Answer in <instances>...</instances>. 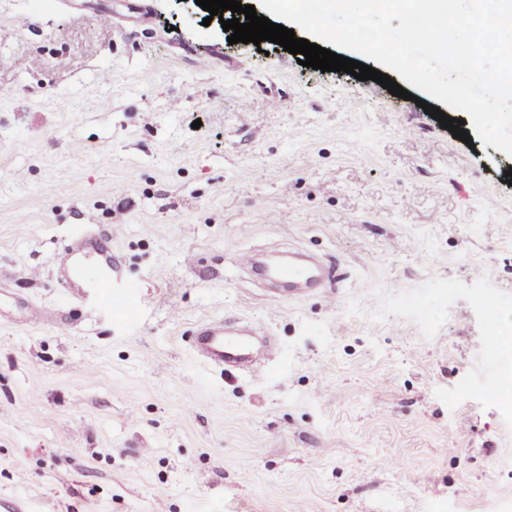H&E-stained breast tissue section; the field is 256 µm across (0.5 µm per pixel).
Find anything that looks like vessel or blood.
Wrapping results in <instances>:
<instances>
[{"label": "vessel or blood", "instance_id": "b4317fda", "mask_svg": "<svg viewBox=\"0 0 512 512\" xmlns=\"http://www.w3.org/2000/svg\"><path fill=\"white\" fill-rule=\"evenodd\" d=\"M58 280L68 294L82 298L90 292L111 287L120 280L123 268L112 254L111 233L81 231L57 260ZM326 266L314 257L292 259L266 270L267 280L286 287L289 297L295 298L323 287ZM14 308L23 325L40 323L48 312L29 299H18ZM274 348L270 336L247 321L224 322L204 320L195 330V350L207 364L222 370L239 369L261 376L263 363Z\"/></svg>", "mask_w": 512, "mask_h": 512}]
</instances>
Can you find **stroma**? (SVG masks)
Returning <instances> with one entry per match:
<instances>
[{"mask_svg":"<svg viewBox=\"0 0 512 512\" xmlns=\"http://www.w3.org/2000/svg\"><path fill=\"white\" fill-rule=\"evenodd\" d=\"M206 16L0 0V279L66 317L0 321V495L512 512V157ZM111 224L123 284L69 298L57 252ZM294 250L326 288L278 299L236 264ZM212 318L272 336L262 377L197 356Z\"/></svg>","mask_w":512,"mask_h":512,"instance_id":"1","label":"stroma"}]
</instances>
